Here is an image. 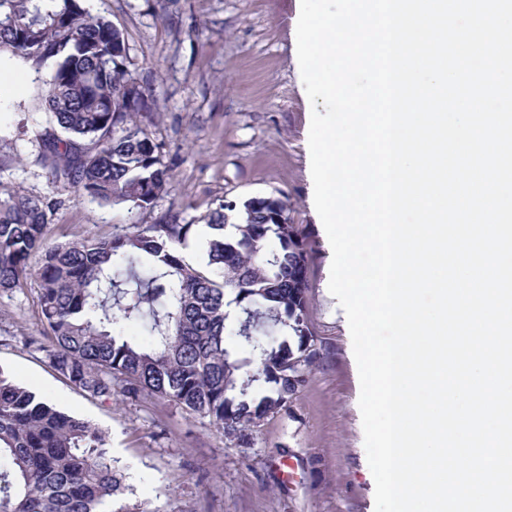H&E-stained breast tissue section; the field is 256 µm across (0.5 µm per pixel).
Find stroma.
<instances>
[{
    "instance_id": "35a3bbf8",
    "label": "stroma",
    "mask_w": 512,
    "mask_h": 512,
    "mask_svg": "<svg viewBox=\"0 0 512 512\" xmlns=\"http://www.w3.org/2000/svg\"><path fill=\"white\" fill-rule=\"evenodd\" d=\"M127 39V65L150 87L142 119L162 147L173 188L146 210L105 205L50 183L39 139L53 121L36 107L42 74L9 66L0 92V189L55 200L49 245L111 236L167 211L204 223L219 204L281 195L312 244L308 321L316 357L285 408L243 444L174 403L114 392L91 397L59 377L43 348L35 283L0 292V368L20 386L105 431L132 512H375L360 381L347 317L328 289L332 249L310 199L311 104L295 39L297 0H83Z\"/></svg>"
}]
</instances>
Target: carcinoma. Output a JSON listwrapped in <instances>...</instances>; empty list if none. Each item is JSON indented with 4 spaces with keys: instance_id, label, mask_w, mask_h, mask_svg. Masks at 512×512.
<instances>
[{
    "instance_id": "1",
    "label": "carcinoma",
    "mask_w": 512,
    "mask_h": 512,
    "mask_svg": "<svg viewBox=\"0 0 512 512\" xmlns=\"http://www.w3.org/2000/svg\"><path fill=\"white\" fill-rule=\"evenodd\" d=\"M125 43L123 30L83 0H0V54L46 71L41 102L61 130L41 138L48 180L103 204L148 209L172 182L161 147L136 122L153 98L128 70ZM52 209L20 190L0 192V292L34 276L52 333L41 351L74 387L110 399L119 384L166 399L246 444L249 427L304 385L315 356L311 249L281 198L214 209L201 268L179 254L194 225L177 212L115 226L109 239L49 246ZM35 252L41 264L32 273ZM232 309L238 353L225 346ZM131 327L148 343L126 336ZM127 489L101 429L0 369V512H132L113 508Z\"/></svg>"
}]
</instances>
